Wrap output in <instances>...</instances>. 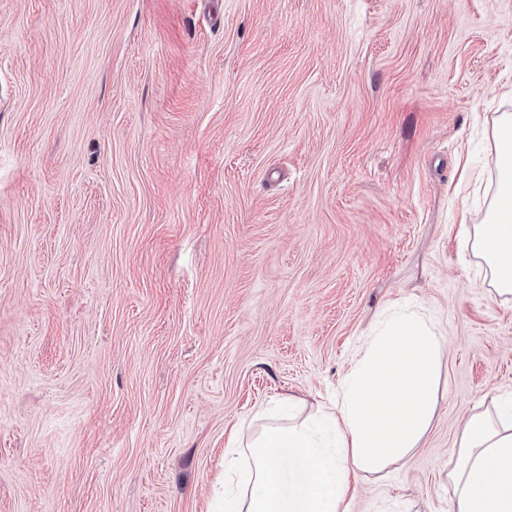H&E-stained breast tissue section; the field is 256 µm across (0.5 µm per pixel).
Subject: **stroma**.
I'll list each match as a JSON object with an SVG mask.
<instances>
[{
    "mask_svg": "<svg viewBox=\"0 0 512 512\" xmlns=\"http://www.w3.org/2000/svg\"><path fill=\"white\" fill-rule=\"evenodd\" d=\"M508 84L512 0H0V512H208L232 429L314 420L406 304L434 413L353 508L454 512L512 397L458 237Z\"/></svg>",
    "mask_w": 512,
    "mask_h": 512,
    "instance_id": "obj_1",
    "label": "stroma"
}]
</instances>
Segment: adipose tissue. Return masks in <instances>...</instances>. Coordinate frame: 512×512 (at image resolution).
<instances>
[{
	"instance_id": "adipose-tissue-1",
	"label": "adipose tissue",
	"mask_w": 512,
	"mask_h": 512,
	"mask_svg": "<svg viewBox=\"0 0 512 512\" xmlns=\"http://www.w3.org/2000/svg\"><path fill=\"white\" fill-rule=\"evenodd\" d=\"M497 190L469 237L497 296H512V113L493 130ZM443 342L418 317L391 322L358 360L340 404L325 411L336 435L304 423L236 428L210 512H351L350 470L367 471L416 447L433 411ZM449 473L456 512H512V398L472 415Z\"/></svg>"
}]
</instances>
